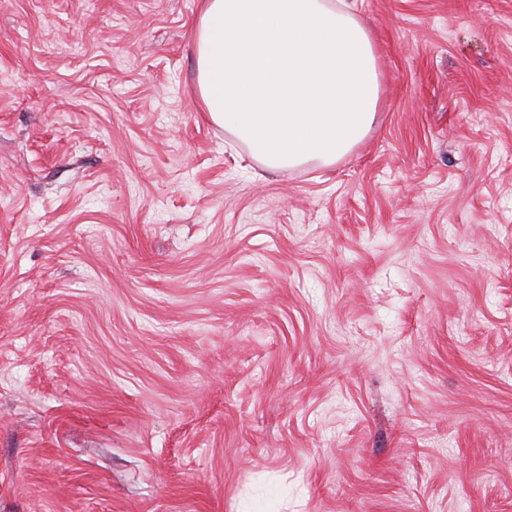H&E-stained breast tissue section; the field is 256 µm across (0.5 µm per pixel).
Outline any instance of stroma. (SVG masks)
Segmentation results:
<instances>
[{
    "label": "stroma",
    "instance_id": "obj_1",
    "mask_svg": "<svg viewBox=\"0 0 512 512\" xmlns=\"http://www.w3.org/2000/svg\"><path fill=\"white\" fill-rule=\"evenodd\" d=\"M200 0H0V512H512V0H362L380 102L247 176Z\"/></svg>",
    "mask_w": 512,
    "mask_h": 512
}]
</instances>
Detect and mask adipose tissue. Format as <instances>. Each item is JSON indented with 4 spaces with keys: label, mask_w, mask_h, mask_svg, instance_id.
<instances>
[{
    "label": "adipose tissue",
    "mask_w": 512,
    "mask_h": 512,
    "mask_svg": "<svg viewBox=\"0 0 512 512\" xmlns=\"http://www.w3.org/2000/svg\"><path fill=\"white\" fill-rule=\"evenodd\" d=\"M195 97L269 170L333 167L364 139L380 98L355 0H202Z\"/></svg>",
    "instance_id": "adipose-tissue-1"
}]
</instances>
